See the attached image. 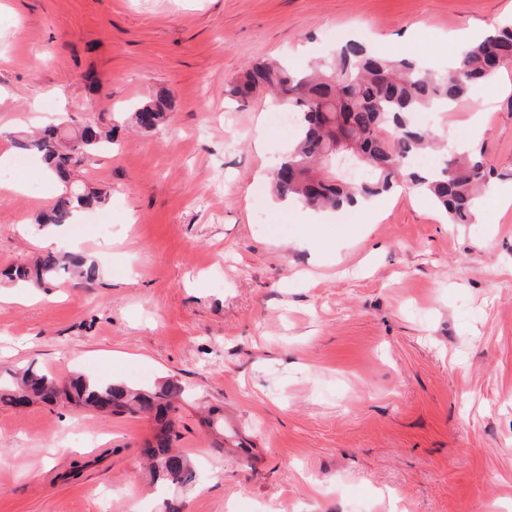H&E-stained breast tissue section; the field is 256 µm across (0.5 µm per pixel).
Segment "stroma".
Listing matches in <instances>:
<instances>
[{"label":"stroma","mask_w":512,"mask_h":512,"mask_svg":"<svg viewBox=\"0 0 512 512\" xmlns=\"http://www.w3.org/2000/svg\"><path fill=\"white\" fill-rule=\"evenodd\" d=\"M511 19L512 0H0V152L50 125L117 127L74 175L107 202L54 245L99 277L36 295L0 281V377L177 380L175 446L198 471L153 484L146 417L0 403V512H512V71L432 123L493 173L474 224L423 193L321 224L272 209L295 130L265 95L225 92L254 62L303 69L347 37L445 63ZM161 89L169 122L131 128ZM27 159L0 181V269L54 237L35 219L60 188Z\"/></svg>","instance_id":"1"}]
</instances>
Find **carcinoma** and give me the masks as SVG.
<instances>
[{
	"label": "carcinoma",
	"instance_id": "cac0c4a2",
	"mask_svg": "<svg viewBox=\"0 0 512 512\" xmlns=\"http://www.w3.org/2000/svg\"><path fill=\"white\" fill-rule=\"evenodd\" d=\"M510 69L512 22H506L492 34L466 43L453 68L442 75L407 59L376 55L365 44L347 40L304 71L276 61L256 63L227 93L245 100L254 91L266 89L280 105L296 112L298 137L272 172L276 197L314 210H348L405 182L430 196L450 223L472 224L481 194L488 188L489 172L481 157L471 151H453L431 175H423L412 159L439 147V139L415 124L413 116L429 110L451 111L490 73ZM168 101L169 92L161 89L129 118L145 131L159 128L168 120ZM113 143L114 127L94 123L82 128L69 149L60 143L55 126L20 142V147L38 153L65 186L78 160L110 152ZM101 202V195L74 183L37 224H70L74 212ZM61 271L85 286L99 275L97 265L87 263L80 253L49 251L33 263L26 259L14 263L0 276L14 285L34 283L46 288ZM20 391L44 403L56 404L63 398L112 415L153 418L157 432L146 443V458L154 479L165 485L194 481L191 462L173 448L178 438L173 415L184 392L179 382L169 379L144 389L113 382L91 386L80 375L62 386L54 376L28 367L0 381V400L13 404Z\"/></svg>",
	"mask_w": 512,
	"mask_h": 512
}]
</instances>
